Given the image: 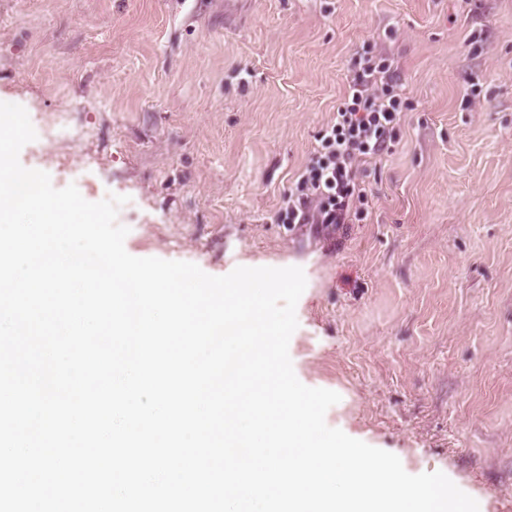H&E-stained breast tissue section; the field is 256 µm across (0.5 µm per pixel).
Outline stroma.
Here are the masks:
<instances>
[{
  "instance_id": "35a3bbf8",
  "label": "stroma",
  "mask_w": 512,
  "mask_h": 512,
  "mask_svg": "<svg viewBox=\"0 0 512 512\" xmlns=\"http://www.w3.org/2000/svg\"><path fill=\"white\" fill-rule=\"evenodd\" d=\"M408 100L346 228L278 220L367 45ZM19 155L136 199L135 257L302 268L289 355L328 426L512 512V0H0ZM65 112L87 136L41 138Z\"/></svg>"
}]
</instances>
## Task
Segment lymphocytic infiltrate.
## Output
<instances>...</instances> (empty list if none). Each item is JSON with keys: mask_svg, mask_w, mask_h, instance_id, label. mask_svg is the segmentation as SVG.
Here are the masks:
<instances>
[{"mask_svg": "<svg viewBox=\"0 0 512 512\" xmlns=\"http://www.w3.org/2000/svg\"><path fill=\"white\" fill-rule=\"evenodd\" d=\"M403 106L392 60L376 49L365 51L334 117L320 130L317 147L284 197L280 221L335 229L361 215L368 196L357 177L359 166L390 153Z\"/></svg>", "mask_w": 512, "mask_h": 512, "instance_id": "lymphocytic-infiltrate-1", "label": "lymphocytic infiltrate"}]
</instances>
